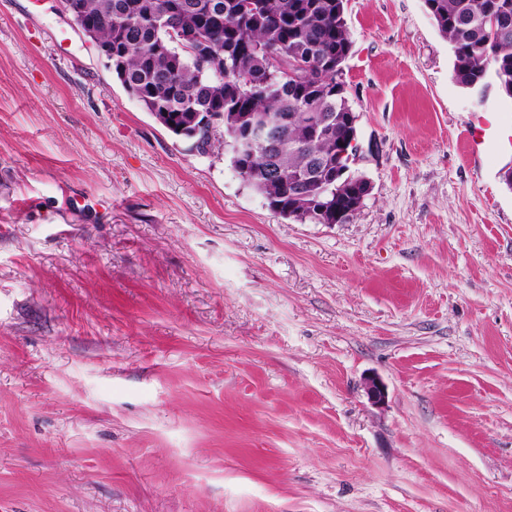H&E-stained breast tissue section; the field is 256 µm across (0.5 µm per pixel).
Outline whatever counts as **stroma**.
<instances>
[{"label": "stroma", "instance_id": "obj_1", "mask_svg": "<svg viewBox=\"0 0 512 512\" xmlns=\"http://www.w3.org/2000/svg\"><path fill=\"white\" fill-rule=\"evenodd\" d=\"M346 21L372 190L312 224L0 0V512H512V99Z\"/></svg>", "mask_w": 512, "mask_h": 512}]
</instances>
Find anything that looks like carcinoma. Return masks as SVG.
<instances>
[{
    "label": "carcinoma",
    "mask_w": 512,
    "mask_h": 512,
    "mask_svg": "<svg viewBox=\"0 0 512 512\" xmlns=\"http://www.w3.org/2000/svg\"><path fill=\"white\" fill-rule=\"evenodd\" d=\"M112 42V74L173 135L193 140L191 114L222 125L209 151L230 155L238 176L275 213L345 224L361 180L336 174V143L350 135L342 80L351 50L347 0H78ZM454 54L461 85H496L512 99V0H424ZM503 25L488 31L484 18ZM304 67L292 79L288 67ZM285 118L267 149L243 142L249 127Z\"/></svg>",
    "instance_id": "obj_1"
}]
</instances>
